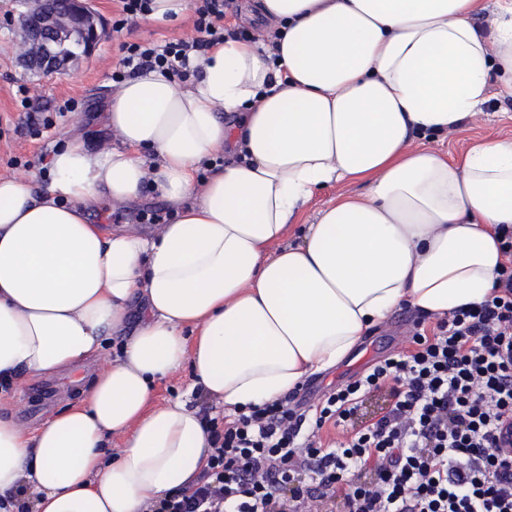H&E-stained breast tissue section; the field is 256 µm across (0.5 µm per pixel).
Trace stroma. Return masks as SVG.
<instances>
[{
  "label": "stroma",
  "mask_w": 512,
  "mask_h": 512,
  "mask_svg": "<svg viewBox=\"0 0 512 512\" xmlns=\"http://www.w3.org/2000/svg\"><path fill=\"white\" fill-rule=\"evenodd\" d=\"M200 0H188V9L177 21L155 23L139 19L122 32L112 30L117 16V0H94L95 11L103 19V37L91 56L79 58L68 70L51 75L34 73L24 67L16 49L20 0H0V175L28 176L36 186L47 178L45 159L52 147L79 138L92 151L119 145L120 140L105 121L111 95L118 86L112 80L121 41L161 44L193 33V20ZM34 97L32 110L21 105L24 93ZM512 135V98L490 92L484 111L464 120L456 130L436 135L431 145L456 157L473 143L492 136ZM172 220L173 212L159 193L145 187L140 201L112 208L113 224H135L143 231H154L151 214ZM416 311L404 305L383 324L372 329L362 343L341 364L330 371L310 376L305 384L316 390L358 374L400 346L410 317ZM76 395L70 373L27 379L18 401L8 410L28 428H36L64 409Z\"/></svg>",
  "instance_id": "obj_1"
}]
</instances>
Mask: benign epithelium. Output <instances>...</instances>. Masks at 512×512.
I'll return each mask as SVG.
<instances>
[{
  "label": "benign epithelium",
  "instance_id": "1",
  "mask_svg": "<svg viewBox=\"0 0 512 512\" xmlns=\"http://www.w3.org/2000/svg\"><path fill=\"white\" fill-rule=\"evenodd\" d=\"M101 30L92 0H66V6L53 10L35 5L22 18L21 57L46 74L56 73L77 59L61 52L65 43L78 41L82 54L89 56L100 40Z\"/></svg>",
  "mask_w": 512,
  "mask_h": 512
}]
</instances>
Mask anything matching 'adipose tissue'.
<instances>
[{
  "label": "adipose tissue",
  "instance_id": "ef3b65f1",
  "mask_svg": "<svg viewBox=\"0 0 512 512\" xmlns=\"http://www.w3.org/2000/svg\"><path fill=\"white\" fill-rule=\"evenodd\" d=\"M258 2L280 26L277 61L227 40L193 89L138 74L106 110L119 146L54 147L40 191L0 176V399L122 339L35 432L0 416V500L22 488L34 512H142L209 454L196 411L154 400L183 365L225 411L261 405L336 367L400 306L445 313L491 293L512 137L458 160L410 140L481 112L490 80L512 96V0H495L487 32L484 0ZM226 150L235 161L216 163ZM345 180L365 187L285 243L315 193ZM148 182L175 214L158 235L91 223L100 201L135 202Z\"/></svg>",
  "mask_w": 512,
  "mask_h": 512
}]
</instances>
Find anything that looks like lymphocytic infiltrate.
Instances as JSON below:
<instances>
[{
    "label": "lymphocytic infiltrate",
    "instance_id": "obj_1",
    "mask_svg": "<svg viewBox=\"0 0 512 512\" xmlns=\"http://www.w3.org/2000/svg\"><path fill=\"white\" fill-rule=\"evenodd\" d=\"M233 3L202 0L190 38L123 42L113 81L199 74L212 47L251 36ZM381 389L390 407L357 426ZM203 420L211 451L196 484L143 512H324L336 499L343 512H512V265L482 304L417 317L405 346L317 397Z\"/></svg>",
    "mask_w": 512,
    "mask_h": 512
}]
</instances>
